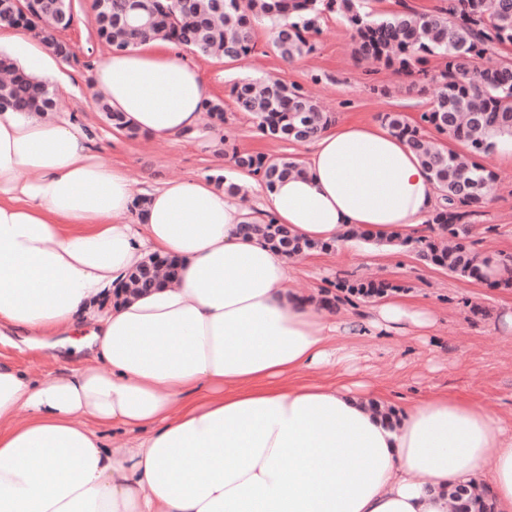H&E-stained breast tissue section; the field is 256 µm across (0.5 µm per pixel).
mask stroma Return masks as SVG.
Returning a JSON list of instances; mask_svg holds the SVG:
<instances>
[{
  "label": "stroma",
  "mask_w": 512,
  "mask_h": 512,
  "mask_svg": "<svg viewBox=\"0 0 512 512\" xmlns=\"http://www.w3.org/2000/svg\"><path fill=\"white\" fill-rule=\"evenodd\" d=\"M73 12V57L58 64L64 75L56 84L58 114L92 130L99 158L125 168L135 187L233 171L224 155L227 134L243 150L305 159V145L262 137L247 116L233 111L223 129L203 128L178 142L142 136L131 139L112 130L98 112L91 89L92 67L103 58L94 37L92 0H74ZM254 40V54L239 62H217L191 53L186 59L197 66L220 98H229L241 80L273 76L301 85L338 119L366 122L379 121L386 112L418 117L435 93L430 77L442 67L441 60L433 58L423 76L374 69L355 57L349 30L333 15L323 23L314 51L291 63L275 52L267 24L256 25ZM486 164L497 180L487 202L471 219V245L481 256L496 258L512 254V160L499 155ZM367 277L401 285L410 300L436 307L438 323L426 336L338 337V345L358 347L360 376L389 390L396 399L445 391L477 401L512 422V335L504 334L497 324L502 309H512V289L494 290L425 265L413 253L393 252L364 240L340 255L324 251L299 260L290 286L312 296L336 279ZM0 356L35 380L61 367L48 351L21 350L5 340L0 342Z\"/></svg>",
  "instance_id": "stroma-1"
}]
</instances>
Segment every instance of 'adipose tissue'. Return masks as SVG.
<instances>
[{
	"label": "adipose tissue",
	"mask_w": 512,
	"mask_h": 512,
	"mask_svg": "<svg viewBox=\"0 0 512 512\" xmlns=\"http://www.w3.org/2000/svg\"><path fill=\"white\" fill-rule=\"evenodd\" d=\"M6 39L26 73L61 79L51 54ZM92 85L171 141L212 97L172 44L109 55ZM92 142L66 117L0 112V337L48 348L77 333L83 354L40 381L0 358V512H448L449 489L482 483L493 512H512L500 416L445 392L380 414L388 396L336 344L430 329L434 310L392 294L340 317L289 288L293 260L239 231L430 235L436 192L403 138L332 125L301 174L270 188L250 177L252 211L203 178L135 189ZM153 253L178 260L176 281L118 297ZM329 363L337 381H304ZM107 428L128 446L106 447Z\"/></svg>",
	"instance_id": "ef3b65f1"
}]
</instances>
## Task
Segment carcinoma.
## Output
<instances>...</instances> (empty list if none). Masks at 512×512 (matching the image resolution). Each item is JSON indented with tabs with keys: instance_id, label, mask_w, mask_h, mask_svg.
I'll list each match as a JSON object with an SVG mask.
<instances>
[{
	"instance_id": "carcinoma-1",
	"label": "carcinoma",
	"mask_w": 512,
	"mask_h": 512,
	"mask_svg": "<svg viewBox=\"0 0 512 512\" xmlns=\"http://www.w3.org/2000/svg\"><path fill=\"white\" fill-rule=\"evenodd\" d=\"M129 0H94L96 38L113 53L125 52L151 41H166L206 59L237 61L255 49L253 25L270 24L272 43L288 62L313 49V38L329 14L339 16L352 33L354 54L378 65L412 74L424 71L432 56L444 60L432 81L439 86L430 108L419 118L388 112L382 122L404 138L430 173L439 203L428 223L434 235L388 239L414 253L424 263L449 274L484 281L480 259L467 239L470 219L477 212L487 186L495 179L482 160L496 149L491 134L512 137V0H448L432 11L413 7L373 18L369 0H135L136 18H124ZM74 20L71 0H0V27L31 32L56 58L69 61L68 43L56 40L50 28ZM288 39H283V33ZM499 55L496 67L482 60ZM0 105L9 112L48 114L56 97L48 85L27 74L8 55L0 53ZM235 108L255 121L264 136L285 141L313 137L336 121L297 84L244 79L231 90ZM99 111L118 133L138 132L124 115L98 99ZM210 125L227 121L224 100L205 103ZM431 127L459 142L465 154L433 142L425 135ZM234 165L271 186L302 172L301 163L288 156L268 157L242 152L224 144ZM243 233L256 236L292 257L327 251L331 245L295 236L282 224H244ZM333 299L366 300L398 291L402 286L385 280L338 279ZM456 512H488L480 493L470 490L461 498L448 493Z\"/></svg>"
}]
</instances>
